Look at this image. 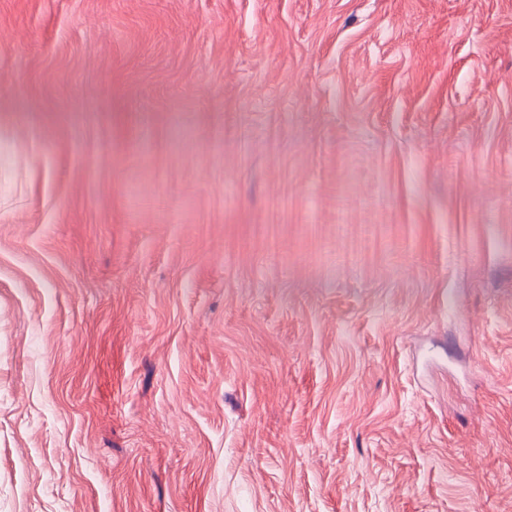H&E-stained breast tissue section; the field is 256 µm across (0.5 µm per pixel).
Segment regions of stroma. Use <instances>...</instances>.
<instances>
[{"label": "stroma", "mask_w": 512, "mask_h": 512, "mask_svg": "<svg viewBox=\"0 0 512 512\" xmlns=\"http://www.w3.org/2000/svg\"><path fill=\"white\" fill-rule=\"evenodd\" d=\"M0 512H512V0H0Z\"/></svg>", "instance_id": "35a3bbf8"}]
</instances>
